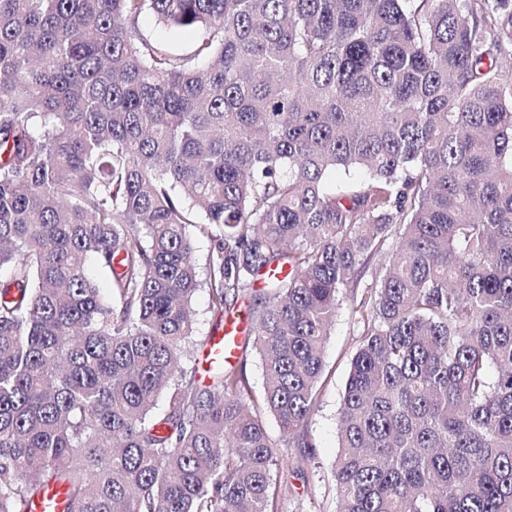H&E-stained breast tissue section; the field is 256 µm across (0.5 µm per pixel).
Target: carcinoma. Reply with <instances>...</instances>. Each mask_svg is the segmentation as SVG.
I'll use <instances>...</instances> for the list:
<instances>
[{"mask_svg":"<svg viewBox=\"0 0 512 512\" xmlns=\"http://www.w3.org/2000/svg\"><path fill=\"white\" fill-rule=\"evenodd\" d=\"M3 268L0 512H283L343 303L336 512H512V0H0ZM139 25L149 38L166 43L177 53L191 51L199 36L197 30H178L158 25L154 16L149 13L141 16ZM193 307L196 313V339L204 340L208 336L201 348L199 345L195 348L193 360L195 362L198 358L200 376L204 375V379L208 380L209 372L216 365L232 363L238 357V347L244 341L246 319L245 316H229L224 319L223 326L215 329L220 315L210 310L207 288L203 286L194 295ZM64 501L63 489L58 485L51 484L41 498L32 502L28 512H64Z\"/></svg>","mask_w":512,"mask_h":512,"instance_id":"obj_1","label":"carcinoma"}]
</instances>
